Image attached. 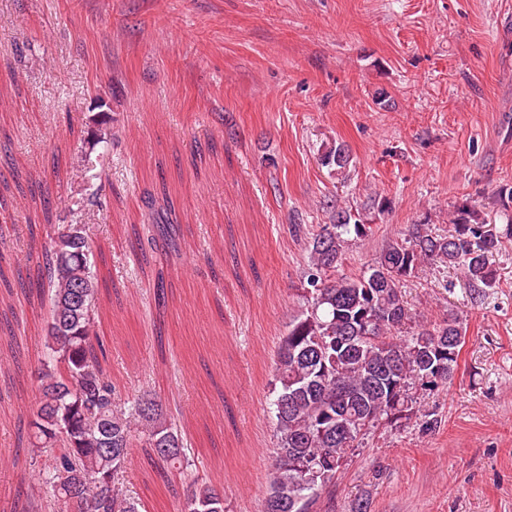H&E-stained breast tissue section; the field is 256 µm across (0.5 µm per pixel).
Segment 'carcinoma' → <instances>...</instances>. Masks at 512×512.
Returning <instances> with one entry per match:
<instances>
[{
  "label": "carcinoma",
  "instance_id": "carcinoma-1",
  "mask_svg": "<svg viewBox=\"0 0 512 512\" xmlns=\"http://www.w3.org/2000/svg\"><path fill=\"white\" fill-rule=\"evenodd\" d=\"M342 145L321 164H348ZM504 228L486 222L463 199L449 213L453 231L432 233L412 224L375 261L353 277H338L348 236L364 238L371 226L346 211L311 233L304 309L288 322L274 352L272 393L276 443L263 512H321L334 492L336 473L359 439L381 420L412 410L415 386L445 387L465 342L459 319L411 324L404 283L424 263L460 266L473 288L491 289L497 274L489 255L512 241V189L496 196ZM149 222L139 239L149 247H175V209L148 196ZM92 225L58 216L40 242L37 274L16 270L22 289H52L46 355L36 369L39 405L31 465L37 487L26 512H140L125 479L133 448H146L164 470L187 480L185 512H224V492L195 467L194 449L177 416L144 392L125 398L112 383L106 345L96 329L97 260Z\"/></svg>",
  "mask_w": 512,
  "mask_h": 512
}]
</instances>
